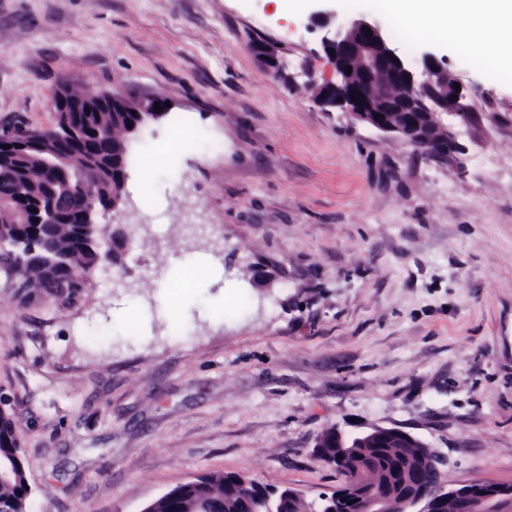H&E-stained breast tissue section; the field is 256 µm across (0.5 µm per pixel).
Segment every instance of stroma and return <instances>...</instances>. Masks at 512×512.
<instances>
[{
	"instance_id": "stroma-1",
	"label": "stroma",
	"mask_w": 512,
	"mask_h": 512,
	"mask_svg": "<svg viewBox=\"0 0 512 512\" xmlns=\"http://www.w3.org/2000/svg\"><path fill=\"white\" fill-rule=\"evenodd\" d=\"M317 7L0 0V127L52 126L64 80L169 104L103 220L129 239L117 263L72 305L21 297L0 271V398L30 512H144L222 472L314 512L342 484L312 453L330 425L411 432L451 487L512 485V78L397 37L380 0H328L405 57L433 50L464 89L475 118L433 159L315 102L335 78ZM253 41L277 47L284 80Z\"/></svg>"
}]
</instances>
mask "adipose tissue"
<instances>
[{
  "mask_svg": "<svg viewBox=\"0 0 512 512\" xmlns=\"http://www.w3.org/2000/svg\"><path fill=\"white\" fill-rule=\"evenodd\" d=\"M408 33L427 34L512 76V56L499 52L512 37V0H382Z\"/></svg>",
  "mask_w": 512,
  "mask_h": 512,
  "instance_id": "ef3b65f1",
  "label": "adipose tissue"
}]
</instances>
